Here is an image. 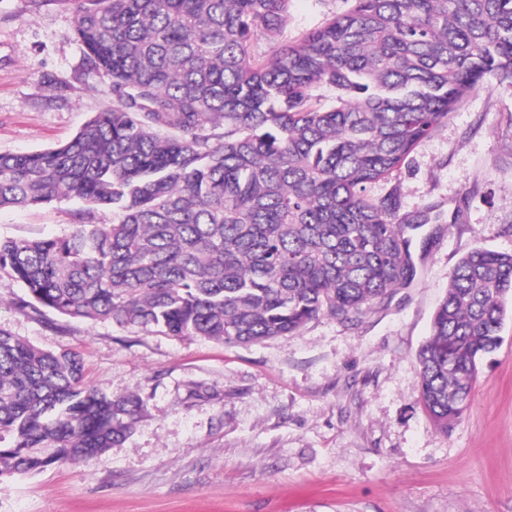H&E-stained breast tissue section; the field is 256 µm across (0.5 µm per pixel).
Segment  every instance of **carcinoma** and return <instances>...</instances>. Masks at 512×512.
<instances>
[{"label": "carcinoma", "mask_w": 512, "mask_h": 512, "mask_svg": "<svg viewBox=\"0 0 512 512\" xmlns=\"http://www.w3.org/2000/svg\"><path fill=\"white\" fill-rule=\"evenodd\" d=\"M70 2L112 106L62 145L0 154V209L78 199L112 223L0 240L27 305L256 343L357 321L413 282L423 225L462 223L463 200L402 214L397 192L366 189L475 88L512 83V0H351L294 43L280 39L290 0ZM508 297L512 253L475 249L449 275L416 356L444 434L501 342ZM84 377L77 352L0 328V474L89 463L130 436L144 399Z\"/></svg>", "instance_id": "obj_1"}]
</instances>
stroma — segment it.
<instances>
[{"label":"stroma","mask_w":512,"mask_h":512,"mask_svg":"<svg viewBox=\"0 0 512 512\" xmlns=\"http://www.w3.org/2000/svg\"><path fill=\"white\" fill-rule=\"evenodd\" d=\"M346 0H291L295 42ZM70 0H0V153L64 143L112 103L73 35ZM403 211L467 199L460 224H429L417 276L348 324L310 322L252 345L178 339L45 308L17 310L0 271V328L80 354L91 385L141 395L132 434L90 463L0 474V512H512V314L453 431L420 404L416 353L474 249L512 251V86L476 88L414 148L375 200ZM79 201L0 210V238L68 234Z\"/></svg>","instance_id":"1"}]
</instances>
